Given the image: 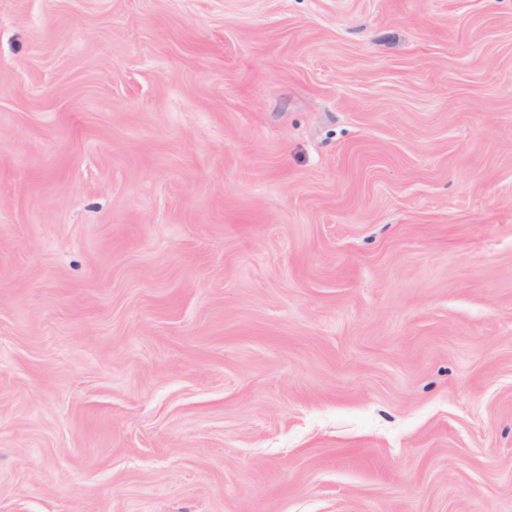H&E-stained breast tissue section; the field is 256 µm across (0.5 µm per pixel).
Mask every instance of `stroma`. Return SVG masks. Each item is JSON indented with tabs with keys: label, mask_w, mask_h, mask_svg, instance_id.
I'll return each mask as SVG.
<instances>
[{
	"label": "stroma",
	"mask_w": 512,
	"mask_h": 512,
	"mask_svg": "<svg viewBox=\"0 0 512 512\" xmlns=\"http://www.w3.org/2000/svg\"><path fill=\"white\" fill-rule=\"evenodd\" d=\"M0 512H512V0H0Z\"/></svg>",
	"instance_id": "stroma-1"
}]
</instances>
